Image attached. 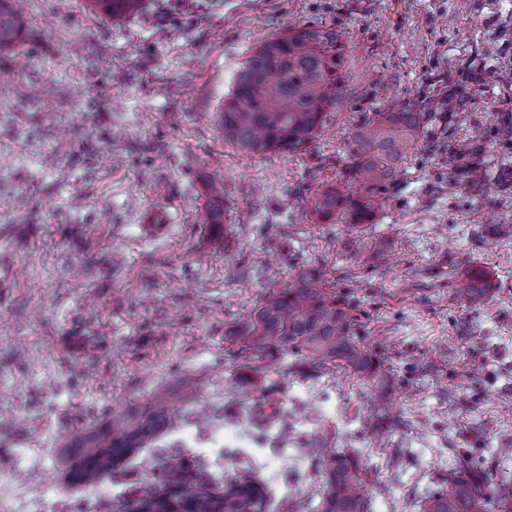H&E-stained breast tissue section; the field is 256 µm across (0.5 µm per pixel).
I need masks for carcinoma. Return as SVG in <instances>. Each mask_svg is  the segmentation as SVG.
I'll use <instances>...</instances> for the list:
<instances>
[{
	"mask_svg": "<svg viewBox=\"0 0 512 512\" xmlns=\"http://www.w3.org/2000/svg\"><path fill=\"white\" fill-rule=\"evenodd\" d=\"M111 19L138 16L146 0H89ZM21 22L0 4V49L18 41ZM346 44L332 25H304L261 42L238 72L224 100L220 120L224 138L252 154L278 150L305 151L337 108L346 80ZM426 113L410 104L385 108L351 130L345 186L316 193L313 219L328 224L370 223L397 184L408 157L421 143ZM204 223H224L222 191L211 189ZM490 292L485 272L469 269L457 281L455 298L469 303ZM358 317L349 300L313 265L295 268L288 286L269 292L252 312L224 331L233 346L258 362L292 348L322 372L334 367L387 389L380 360L360 339ZM169 409L151 404L135 418L112 421L103 432L85 435L74 445L77 460L67 471L76 490L97 486L121 469L123 460L173 427ZM395 424L386 401L372 406L364 427L376 434ZM318 480L309 499L316 512H368L362 494L360 464L354 454L336 447L331 430L321 427L309 444ZM159 488L125 503L122 512H266L269 493L253 471L242 469L217 489L193 471L186 460L167 455L158 476ZM424 512H512V486H497L468 455L460 457L448 486L436 489Z\"/></svg>",
	"mask_w": 512,
	"mask_h": 512,
	"instance_id": "carcinoma-1",
	"label": "carcinoma"
}]
</instances>
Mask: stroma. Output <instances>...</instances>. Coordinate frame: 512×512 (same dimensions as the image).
<instances>
[{"label": "stroma", "instance_id": "1", "mask_svg": "<svg viewBox=\"0 0 512 512\" xmlns=\"http://www.w3.org/2000/svg\"><path fill=\"white\" fill-rule=\"evenodd\" d=\"M23 18L0 50V512H94L64 492L76 434L134 417L163 396L178 422L105 492L108 512L183 455L223 482L251 460L273 499L315 479L316 423L368 472L370 512H422L456 455L512 483V0H149L113 21L86 0H7ZM330 23L346 42L337 114L302 152L249 154L220 110L261 41ZM407 102L428 115L423 145L373 222L315 223L311 199L339 182L350 127ZM467 177L449 179V154ZM224 224L200 221L214 177ZM170 210L167 236L139 228ZM392 257L381 265L376 242ZM323 268L357 308L361 340L391 379L394 426L364 431L372 384L305 370L290 348L269 387L241 401L244 354L229 324L294 266ZM486 271L492 293L457 301ZM139 222L143 235L154 238L165 234L172 218L166 209L152 207L142 213ZM454 288L455 298L469 303L479 302L492 288L485 272L479 269H468L457 281Z\"/></svg>", "mask_w": 512, "mask_h": 512}]
</instances>
